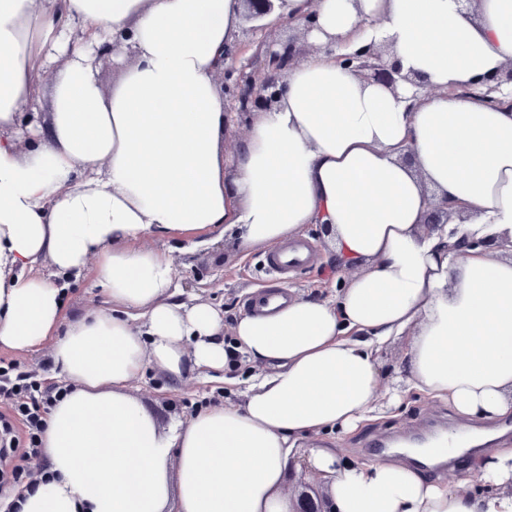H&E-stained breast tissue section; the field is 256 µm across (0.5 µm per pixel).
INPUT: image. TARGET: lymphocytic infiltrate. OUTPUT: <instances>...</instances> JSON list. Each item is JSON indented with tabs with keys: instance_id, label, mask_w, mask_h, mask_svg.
Segmentation results:
<instances>
[{
	"instance_id": "lymphocytic-infiltrate-1",
	"label": "lymphocytic infiltrate",
	"mask_w": 512,
	"mask_h": 512,
	"mask_svg": "<svg viewBox=\"0 0 512 512\" xmlns=\"http://www.w3.org/2000/svg\"><path fill=\"white\" fill-rule=\"evenodd\" d=\"M67 392V386L0 358V486L14 492L13 499L0 501V512H19L25 492L48 480L45 416Z\"/></svg>"
}]
</instances>
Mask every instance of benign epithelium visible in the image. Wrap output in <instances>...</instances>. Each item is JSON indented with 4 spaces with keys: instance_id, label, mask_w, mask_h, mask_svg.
Masks as SVG:
<instances>
[{
    "instance_id": "obj_1",
    "label": "benign epithelium",
    "mask_w": 512,
    "mask_h": 512,
    "mask_svg": "<svg viewBox=\"0 0 512 512\" xmlns=\"http://www.w3.org/2000/svg\"><path fill=\"white\" fill-rule=\"evenodd\" d=\"M245 17L252 26L242 31V38L224 49V57L213 76L215 84L226 102V125L246 126L258 112L274 110L282 96L288 70L308 56L325 52L335 55L336 63L354 72L368 83L381 85L392 93L406 84L415 88L413 98L425 94L428 82L410 70H404L391 44L372 39L357 49L338 47L330 42L317 46L308 41V33L314 26L312 12L299 19L280 16L275 23L268 18L276 12L278 0H242ZM288 28L294 34L283 38L277 29ZM261 32L259 40L252 34ZM133 57L132 45L124 39H116L105 48L96 51L93 65L100 72L114 64V58ZM512 83V63L505 66L497 81L489 85L481 97L492 102H502L501 86ZM448 223V201L431 203L427 215V228L433 229ZM297 512H332L329 498L315 489L302 494Z\"/></svg>"
}]
</instances>
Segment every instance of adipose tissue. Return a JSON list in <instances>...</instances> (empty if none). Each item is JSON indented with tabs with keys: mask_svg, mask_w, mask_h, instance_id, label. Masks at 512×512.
Returning <instances> with one entry per match:
<instances>
[{
	"mask_svg": "<svg viewBox=\"0 0 512 512\" xmlns=\"http://www.w3.org/2000/svg\"><path fill=\"white\" fill-rule=\"evenodd\" d=\"M309 9L316 44L377 21L432 93L394 94L312 55L229 162L213 74L240 0H0V348L51 344L70 387L47 416L52 477L21 512H290L301 439L401 407L403 391L379 398L377 353L405 333L408 388L475 424L484 491L310 449L335 512H512V448L486 445L512 415V257L447 248L452 231L512 242V105L464 91L512 63V0L472 13L460 0H282L277 12ZM126 33L134 58L105 88L92 57ZM49 58L62 61L50 85ZM435 197L457 213L428 233ZM310 224L330 226L357 274L336 300L241 315L235 343L267 367L244 407L161 427L129 391L144 367L208 373L228 356L220 311L175 301L174 270L144 239L221 228L247 252ZM42 260L54 277L35 272ZM87 269L109 304L67 314L66 280Z\"/></svg>",
	"mask_w": 512,
	"mask_h": 512,
	"instance_id": "ef3b65f1",
	"label": "adipose tissue"
}]
</instances>
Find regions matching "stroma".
Returning a JSON list of instances; mask_svg holds the SVG:
<instances>
[{
	"label": "stroma",
	"instance_id": "stroma-1",
	"mask_svg": "<svg viewBox=\"0 0 512 512\" xmlns=\"http://www.w3.org/2000/svg\"><path fill=\"white\" fill-rule=\"evenodd\" d=\"M305 239L313 243L315 258L311 267L300 272L291 283L293 295L331 299L344 288L352 275L351 270L337 269L327 239L319 235L318 225H310L304 231ZM150 247L171 262L175 270L177 301L206 302L222 308L224 312V338L232 340L233 326L248 310L247 298L255 289L268 287L269 281L261 270L263 249L251 250L241 255L237 241L224 236L217 242L192 246L168 237L148 239ZM258 363L248 360L243 353H235L223 376L204 378L189 371L179 377H171L154 369L146 368L135 382L134 394L154 414L161 426H169L179 420H188L205 410L208 400L219 404H242V383L251 375L260 373ZM448 405L431 401L408 392L401 409L392 415L363 425L358 431L345 434L339 430L322 432L318 440H306V447L322 443L344 449L350 461L372 460L370 443L381 436L387 437L388 446L382 456L387 460L399 459L396 447L402 442H421L441 431L460 427ZM479 452L476 448L465 449L450 462L426 463L422 470L430 478H443L450 486H457L459 478H466V490H474L481 484L476 469Z\"/></svg>",
	"mask_w": 512,
	"mask_h": 512
}]
</instances>
